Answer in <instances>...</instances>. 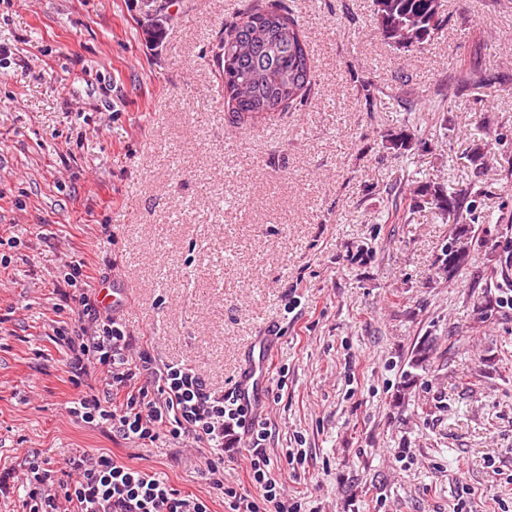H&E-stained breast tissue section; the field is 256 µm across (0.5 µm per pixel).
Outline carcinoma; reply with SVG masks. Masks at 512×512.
I'll list each match as a JSON object with an SVG mask.
<instances>
[{"mask_svg": "<svg viewBox=\"0 0 512 512\" xmlns=\"http://www.w3.org/2000/svg\"><path fill=\"white\" fill-rule=\"evenodd\" d=\"M373 24L394 46L421 50L447 25L444 0H373ZM214 56L224 75V106L239 122H253L279 112L302 98L311 86L309 53L283 0H253L226 27ZM453 211L456 222L476 219L466 198L443 188L416 190L414 207ZM468 230L453 235L444 251L448 270L459 269L468 252ZM433 340L413 351L397 387L400 402L430 366Z\"/></svg>", "mask_w": 512, "mask_h": 512, "instance_id": "obj_1", "label": "carcinoma"}]
</instances>
